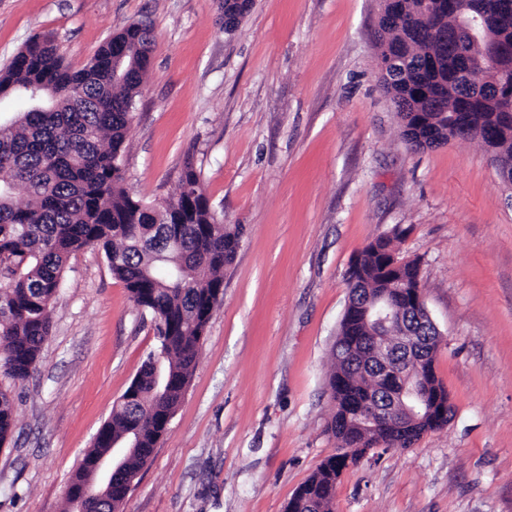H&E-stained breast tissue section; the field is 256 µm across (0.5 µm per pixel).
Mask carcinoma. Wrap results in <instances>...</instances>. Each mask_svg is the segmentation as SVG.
I'll use <instances>...</instances> for the list:
<instances>
[{
  "label": "carcinoma",
  "mask_w": 512,
  "mask_h": 512,
  "mask_svg": "<svg viewBox=\"0 0 512 512\" xmlns=\"http://www.w3.org/2000/svg\"><path fill=\"white\" fill-rule=\"evenodd\" d=\"M381 0L377 42L380 85L400 119V137L413 150L460 138L452 115L468 119L469 139L479 140L498 169L512 172V126H501V112L512 103L494 92L495 81L474 87L460 77L467 65L497 53L512 40V21L486 24L476 35L455 29L457 17L478 4L494 10L499 0ZM252 0H221L224 25L238 21ZM153 28L147 21L129 25L103 44L82 68L66 65L49 38H33L0 68V99L15 96L25 110L0 123V447L12 437L15 411L11 386L27 380L50 336V306L62 285L69 258L87 247L102 250L112 275L135 304L155 323L157 350L147 355L134 382L139 399L120 401L84 454L66 491L65 508L91 491L87 474L96 459L119 439L137 442L128 460L131 476L151 458L163 438L156 420L175 413L196 366L200 344L213 309L220 301L224 266L237 251L238 224H225L207 198L192 163L180 177L178 195L168 201V222L157 219L152 204L132 197L115 167L125 150L126 134L146 75ZM125 51L114 70L115 55ZM393 251L392 239L369 242L349 274L359 279L350 303L375 291L406 288L420 280L416 260L404 262L397 275L383 271L376 250ZM415 315L397 310L384 336ZM368 326L349 308L339 335L366 336ZM429 357L430 395L448 397ZM389 396L397 379L385 381L357 365H334L329 387L336 412L329 429L347 451L365 433L357 415L375 413L373 386ZM420 438L401 440L386 430L370 439L385 448H408ZM339 454L325 459L288 502L286 512L313 505L330 512L326 496L342 475Z\"/></svg>",
  "instance_id": "obj_1"
}]
</instances>
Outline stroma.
<instances>
[{
	"instance_id": "obj_1",
	"label": "stroma",
	"mask_w": 512,
	"mask_h": 512,
	"mask_svg": "<svg viewBox=\"0 0 512 512\" xmlns=\"http://www.w3.org/2000/svg\"><path fill=\"white\" fill-rule=\"evenodd\" d=\"M380 0H0V67L31 38L86 65L129 24L155 41L123 186L150 203L193 163L243 228L198 362L122 512H284L334 454L328 385L364 246L418 260L452 414L347 469L332 512H512V188L478 143L410 149L376 68ZM33 374L12 389L0 512H62L69 482L142 361L154 322L104 253L70 259Z\"/></svg>"
}]
</instances>
